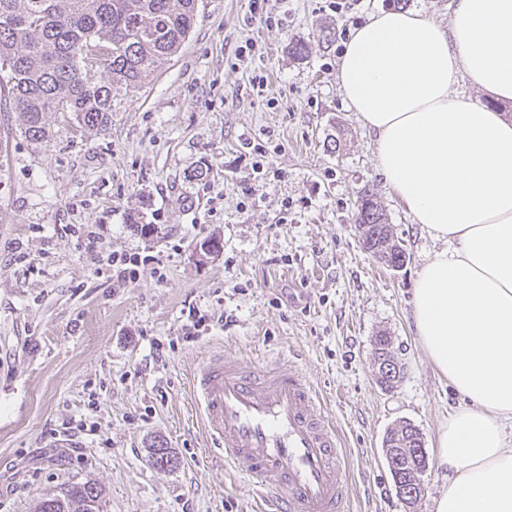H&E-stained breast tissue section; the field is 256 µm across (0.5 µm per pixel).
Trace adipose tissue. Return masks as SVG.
<instances>
[{"label": "adipose tissue", "mask_w": 512, "mask_h": 512, "mask_svg": "<svg viewBox=\"0 0 512 512\" xmlns=\"http://www.w3.org/2000/svg\"><path fill=\"white\" fill-rule=\"evenodd\" d=\"M338 89L376 165L439 250L413 290L414 332L465 401L437 433L435 512H512V0L370 14L343 44Z\"/></svg>", "instance_id": "obj_1"}]
</instances>
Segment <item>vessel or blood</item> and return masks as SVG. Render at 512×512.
Returning a JSON list of instances; mask_svg holds the SVG:
<instances>
[{
    "mask_svg": "<svg viewBox=\"0 0 512 512\" xmlns=\"http://www.w3.org/2000/svg\"><path fill=\"white\" fill-rule=\"evenodd\" d=\"M190 388L207 439L252 484L259 512H349L340 436L300 370L254 372L214 352Z\"/></svg>",
    "mask_w": 512,
    "mask_h": 512,
    "instance_id": "obj_1",
    "label": "vessel or blood"
}]
</instances>
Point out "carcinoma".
<instances>
[{
    "label": "carcinoma",
    "mask_w": 512,
    "mask_h": 512,
    "mask_svg": "<svg viewBox=\"0 0 512 512\" xmlns=\"http://www.w3.org/2000/svg\"><path fill=\"white\" fill-rule=\"evenodd\" d=\"M198 0H0V72L7 89L0 102L17 114L25 137L39 143L50 137L49 118L60 114L81 129L107 127L112 86L136 87L173 56L191 33ZM107 50L103 67L111 80L87 78L82 49ZM354 224L362 248L377 262L402 267L404 244L394 234L376 193L359 197ZM375 359L398 363L392 338H373ZM384 447L397 494L414 490L425 469L422 434L406 421L391 428ZM102 490L73 483L62 494L40 500L36 512H88L98 509Z\"/></svg>",
    "instance_id": "cac0c4a2"
}]
</instances>
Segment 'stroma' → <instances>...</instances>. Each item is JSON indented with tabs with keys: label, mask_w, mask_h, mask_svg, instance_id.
Returning a JSON list of instances; mask_svg holds the SVG:
<instances>
[{
	"label": "stroma",
	"mask_w": 512,
	"mask_h": 512,
	"mask_svg": "<svg viewBox=\"0 0 512 512\" xmlns=\"http://www.w3.org/2000/svg\"><path fill=\"white\" fill-rule=\"evenodd\" d=\"M388 5L281 0L270 26L248 0H198L182 49L140 86L113 87L106 129L56 115L35 143L0 112V512H34L87 482L100 512H256L251 484L206 447L193 410L190 373L215 351L248 369H302L341 437L352 512H406L386 431L411 422L433 447L463 400L412 328L435 244L384 183L373 137L338 90L344 41ZM248 41L254 53L237 60ZM297 42L308 57L292 54ZM249 140L280 146L262 174ZM367 188L407 249L401 270L358 241L352 214ZM134 214L157 232H137ZM211 238L220 253L200 259ZM121 252L146 258L134 282L112 278ZM381 330L403 365L389 392L373 379ZM81 422L91 434L65 447ZM159 444L174 466L153 465Z\"/></svg>",
	"instance_id": "obj_1"
}]
</instances>
